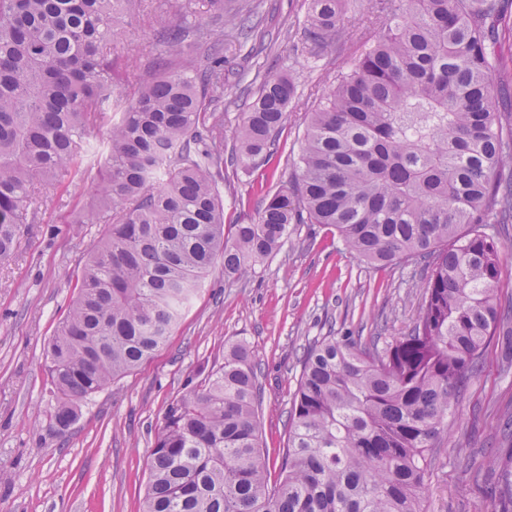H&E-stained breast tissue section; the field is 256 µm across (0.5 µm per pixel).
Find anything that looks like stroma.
I'll list each match as a JSON object with an SVG mask.
<instances>
[{
	"label": "stroma",
	"mask_w": 512,
	"mask_h": 512,
	"mask_svg": "<svg viewBox=\"0 0 512 512\" xmlns=\"http://www.w3.org/2000/svg\"><path fill=\"white\" fill-rule=\"evenodd\" d=\"M372 5L361 0L335 43L313 48L304 41L310 0H224L225 15H248L255 23L246 38L233 24L223 27L225 150L235 145L246 99L269 73L287 72L295 85L272 160L250 170L225 168V223H247L262 192L290 187L305 112L378 32ZM165 24L198 34L196 15L179 0H133L115 46L124 70L114 96L156 77L152 60ZM109 125L105 119L91 130L80 171L63 193L44 194L15 255L0 263V512H142L149 454L167 404L182 394L188 376L222 359L229 342L245 344L261 368V444L270 471H278L307 348L331 332L365 339L383 326L404 333L421 299L413 264L373 268L351 255L335 230L289 225L287 242L255 273L228 277L216 265L166 346L82 401L75 423L56 433L49 425L55 399L46 353L103 230L76 217L94 206ZM511 413L512 371L492 345L440 442V460L427 478V512H486L489 500L474 475L489 459L512 454L497 432Z\"/></svg>",
	"instance_id": "obj_1"
}]
</instances>
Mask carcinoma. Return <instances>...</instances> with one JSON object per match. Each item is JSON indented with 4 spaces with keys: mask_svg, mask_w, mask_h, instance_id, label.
I'll return each mask as SVG.
<instances>
[{
    "mask_svg": "<svg viewBox=\"0 0 512 512\" xmlns=\"http://www.w3.org/2000/svg\"><path fill=\"white\" fill-rule=\"evenodd\" d=\"M124 0H0V260L18 248L41 195L80 170L106 114L97 208L104 231L47 350L58 394L50 424L167 342L218 261L247 275L291 224H323L370 264L426 270L399 336H323L305 353L288 447L270 481L260 442L259 368L240 343L188 378L151 449L143 512H426V481L487 345L512 349L497 290L512 223V115L501 112L490 48L501 0H379L376 41L307 113L292 194L224 224V41L160 35L158 76L112 97ZM348 0H312L305 42L336 41ZM295 86L267 77L245 104L230 164L271 155Z\"/></svg>",
    "mask_w": 512,
    "mask_h": 512,
    "instance_id": "obj_1",
    "label": "carcinoma"
}]
</instances>
